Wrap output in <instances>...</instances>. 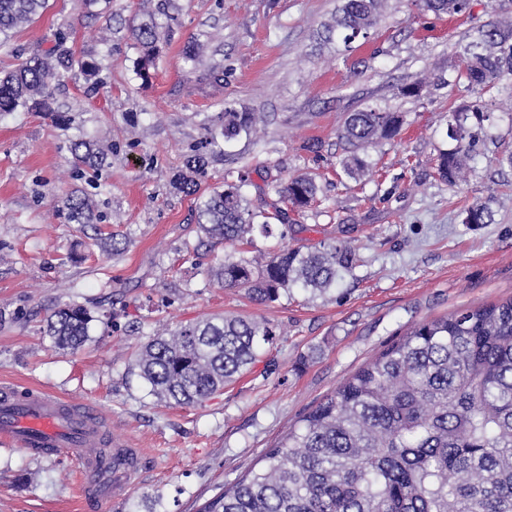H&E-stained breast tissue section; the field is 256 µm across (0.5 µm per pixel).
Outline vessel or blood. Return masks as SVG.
<instances>
[{
    "label": "vessel or blood",
    "instance_id": "b4317fda",
    "mask_svg": "<svg viewBox=\"0 0 512 512\" xmlns=\"http://www.w3.org/2000/svg\"><path fill=\"white\" fill-rule=\"evenodd\" d=\"M107 429L91 403L0 382V440L34 455L67 452L86 475V503L98 506L123 497L142 465V449L124 442H113L104 457L85 456V448L98 445Z\"/></svg>",
    "mask_w": 512,
    "mask_h": 512
}]
</instances>
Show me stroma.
I'll return each instance as SVG.
<instances>
[{
    "label": "stroma",
    "mask_w": 512,
    "mask_h": 512,
    "mask_svg": "<svg viewBox=\"0 0 512 512\" xmlns=\"http://www.w3.org/2000/svg\"><path fill=\"white\" fill-rule=\"evenodd\" d=\"M340 0H111L100 18L78 0H49L44 14L0 45V73L46 52L59 28L90 52L101 82L80 73L53 87L55 110L0 115V379L86 400L118 438L145 454L128 494L82 509L85 482L67 456L36 457L0 443V512H200L251 469L289 427L361 366L425 320L512 298V96L484 100L495 126L451 190L436 175L447 148L448 110L470 95L456 76L458 51L479 28L512 24V0H471L462 14L421 11L415 0H384L367 36L327 39ZM173 7L176 20L154 75L136 74L130 27L142 7ZM206 44L203 67L223 86L187 79L181 54ZM421 82V96L402 89ZM261 112L256 136L214 153L196 195L173 189L184 157L204 139V117L225 103ZM375 106L403 113L399 136L369 147L360 179L341 168L336 132L347 114ZM86 133L108 147L107 166L74 170L69 145ZM242 170L253 211L282 207L280 183L314 176L318 204L271 237L310 248L346 243L352 269L322 295L292 289L270 304L221 288L210 272L223 261L197 220L200 197ZM82 189L91 224L69 221L61 204ZM482 204L488 224H469ZM95 316L77 351L45 334L60 304ZM213 316L264 321L276 333L256 362L223 392L195 406L160 400L135 366L158 332Z\"/></svg>",
    "instance_id": "1"
}]
</instances>
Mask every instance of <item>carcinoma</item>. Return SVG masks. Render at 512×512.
<instances>
[{"label": "carcinoma", "mask_w": 512, "mask_h": 512, "mask_svg": "<svg viewBox=\"0 0 512 512\" xmlns=\"http://www.w3.org/2000/svg\"><path fill=\"white\" fill-rule=\"evenodd\" d=\"M381 0H342L336 34L349 43L367 33ZM48 0H0V34L32 23ZM470 0H420L437 15L460 14ZM137 75L151 79L171 39L155 14L133 28ZM205 46L188 42L184 70L194 74ZM459 78L476 94L450 113L451 146L439 152V179L455 189L466 182L467 161L479 138L467 125L473 113H491L480 94L512 76V27L488 24L458 52ZM79 71L98 82L99 65L69 45L68 33H54V45L0 75V112L19 107L53 111L52 85ZM262 121L256 112L230 106L207 120L204 143L187 155L173 185L197 192L210 151ZM402 113L366 107L349 114L338 138L347 156L343 172L356 180L367 163L357 150L400 134ZM75 164L97 171L106 152L93 140L71 143ZM248 183L224 178L199 203L206 237L231 252L213 270L224 288H241L258 303L276 302L294 286L323 292L336 284L339 269L352 266L348 245L303 252L285 244L258 257L237 254L254 245V233L273 234L286 212H254L246 203ZM278 193L297 212L315 201L318 186L294 176ZM69 220L91 224V200L79 190L63 199ZM262 221H257V218ZM96 316L82 304L66 303L47 319V336L62 350L76 351L88 340ZM266 324L239 317H209L157 335L138 353L136 366L160 399L181 406L201 404L224 390L256 361L262 343L273 340ZM263 466L237 480L201 512H512V299L424 321L392 342L303 415L263 458Z\"/></svg>", "instance_id": "1"}]
</instances>
